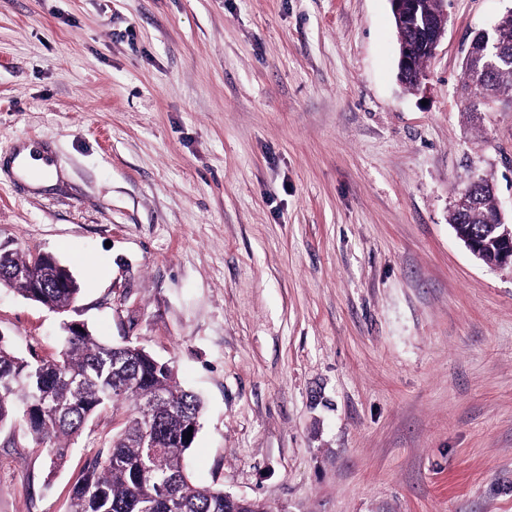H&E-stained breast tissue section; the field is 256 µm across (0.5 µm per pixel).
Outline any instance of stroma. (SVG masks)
Returning <instances> with one entry per match:
<instances>
[{
	"instance_id": "stroma-1",
	"label": "stroma",
	"mask_w": 512,
	"mask_h": 512,
	"mask_svg": "<svg viewBox=\"0 0 512 512\" xmlns=\"http://www.w3.org/2000/svg\"><path fill=\"white\" fill-rule=\"evenodd\" d=\"M447 0L397 79L389 0H0V243L76 278L74 319L172 362L205 412L194 479L268 512H512V269L448 222L472 173L512 224V104L471 111ZM34 145L58 176L13 165ZM0 334L58 358L60 318L0 287ZM123 427L49 473L0 429V512H69ZM391 13L393 17L394 27L398 37L400 53L401 50H403L404 48L410 50L414 65L413 70H410L408 73L401 72L400 67L398 65L399 80L401 84H403L408 89L418 88L419 78L424 76V64L429 58V56L418 45V38L416 32L410 28H401L399 26L397 16L394 13L392 5ZM399 21L401 25L409 26L419 32L424 48L431 57L436 54L445 30L438 29L427 20L419 21L414 15L404 12L399 15Z\"/></svg>"
}]
</instances>
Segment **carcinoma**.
<instances>
[{
  "label": "carcinoma",
  "instance_id": "obj_1",
  "mask_svg": "<svg viewBox=\"0 0 512 512\" xmlns=\"http://www.w3.org/2000/svg\"><path fill=\"white\" fill-rule=\"evenodd\" d=\"M422 18L440 13L438 0H402ZM400 48L410 50L413 70L398 72L408 89L419 87L428 54L417 34L393 20ZM477 40L465 56L464 85L477 99L512 98V63L490 66ZM493 182L483 176L472 185L469 206L449 212L448 223L461 238L482 232L494 242L499 223ZM64 315L81 292L71 273L51 259L39 262L0 249V286ZM63 347L54 360L27 359L0 335V428H24L35 447L46 450L49 471L67 457V443L87 422L110 406L122 409L126 422L110 446L89 459L71 493L70 512H268L260 502L224 497V489L195 483L186 465L203 402L176 379L174 367L144 348L107 344L88 329H64Z\"/></svg>",
  "mask_w": 512,
  "mask_h": 512
}]
</instances>
